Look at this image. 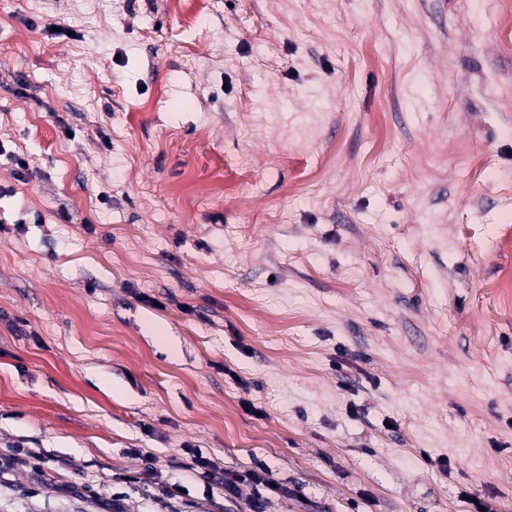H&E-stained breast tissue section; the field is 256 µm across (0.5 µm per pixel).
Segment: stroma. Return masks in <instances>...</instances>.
Listing matches in <instances>:
<instances>
[{
  "instance_id": "obj_1",
  "label": "stroma",
  "mask_w": 512,
  "mask_h": 512,
  "mask_svg": "<svg viewBox=\"0 0 512 512\" xmlns=\"http://www.w3.org/2000/svg\"><path fill=\"white\" fill-rule=\"evenodd\" d=\"M195 6L0 0V512H512L496 0ZM196 462L199 470H204V472L201 473L205 474V477L212 478V480L216 481L217 484L224 488L225 495H236L239 484L253 485L257 497L255 508H259L258 505L260 503V499L263 497L264 492H276L278 489H280V485L278 484L277 480L274 479L271 473L266 469L262 470L260 473L251 471L244 474L237 473L230 478H224V472L220 474L221 476H216L215 471L219 468L218 465H216L211 458L204 456L202 451L197 453Z\"/></svg>"
}]
</instances>
